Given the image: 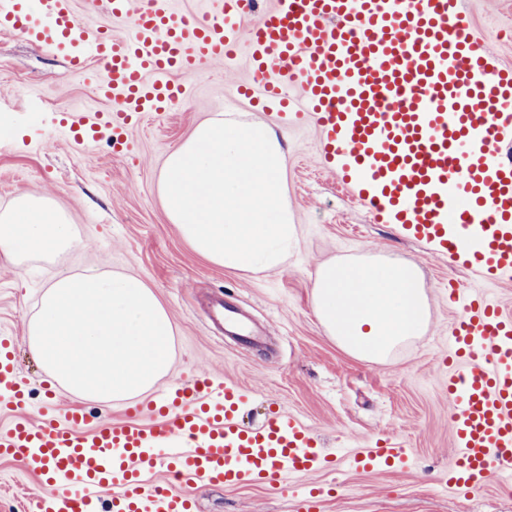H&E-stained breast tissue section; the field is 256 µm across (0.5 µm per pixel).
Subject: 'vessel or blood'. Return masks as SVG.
I'll use <instances>...</instances> for the list:
<instances>
[{
  "label": "vessel or blood",
  "instance_id": "vessel-or-blood-1",
  "mask_svg": "<svg viewBox=\"0 0 512 512\" xmlns=\"http://www.w3.org/2000/svg\"><path fill=\"white\" fill-rule=\"evenodd\" d=\"M103 6L130 23L129 35L83 24L74 0H0V28L71 49L73 69L112 103L114 147L133 119L169 113L185 97L176 72L244 59L256 82L239 92L283 125L312 122L328 170L374 219L452 265L512 282V67L474 33L462 0H206L199 20L176 0ZM92 61L102 72L90 73ZM449 301L450 481L472 490L494 468L512 478V315L485 294L454 289ZM212 319L253 343L232 304ZM10 347L0 336V409L15 413L0 429V458L39 476L32 512H194L193 485L285 489L329 456L283 409L243 426L244 388L209 375L170 383L124 422L53 414L51 389L47 413L32 419L19 412L27 385ZM410 458L387 438L347 465L371 471Z\"/></svg>",
  "mask_w": 512,
  "mask_h": 512
}]
</instances>
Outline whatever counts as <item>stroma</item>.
Wrapping results in <instances>:
<instances>
[{
    "label": "stroma",
    "instance_id": "1",
    "mask_svg": "<svg viewBox=\"0 0 512 512\" xmlns=\"http://www.w3.org/2000/svg\"><path fill=\"white\" fill-rule=\"evenodd\" d=\"M470 21L502 64L512 65V0H468ZM189 94L172 113L145 116L125 131L127 147L112 152V129L91 145L73 144L75 111H108L73 72L68 54L0 31V208L18 191L49 196L67 211L80 238L77 252L56 265L39 258L24 270L0 262V335L11 337L27 378L29 407L44 399L47 374L26 344L27 324L58 266L128 271L157 294L175 328L171 368L161 385L207 372L250 392L245 423L283 407L312 427L330 451L351 453L390 436L411 448L414 466L363 473L343 464L294 480L290 489L198 487L197 512H299L298 495L319 484L321 512H512V488L490 476L482 490L459 492L444 479L452 461L448 395L443 388L448 328L454 311L448 289L476 286L475 274L449 265L392 224L374 222L321 163L311 124L282 127L238 98L237 82H252L248 66L228 72L205 66L176 73ZM238 113L263 119L286 151L285 179L302 241L285 269L245 276L196 255L170 223L159 180L167 155L198 123ZM374 251L416 262L431 304L424 336L383 365L347 355L324 335L309 294L318 266L336 257ZM236 302L268 332L261 346L240 347L217 332L209 310L216 296ZM36 475L21 461L0 458V512H28Z\"/></svg>",
    "mask_w": 512,
    "mask_h": 512
}]
</instances>
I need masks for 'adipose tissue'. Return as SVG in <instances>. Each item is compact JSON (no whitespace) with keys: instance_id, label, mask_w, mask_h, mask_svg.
<instances>
[{"instance_id":"1","label":"adipose tissue","mask_w":512,"mask_h":512,"mask_svg":"<svg viewBox=\"0 0 512 512\" xmlns=\"http://www.w3.org/2000/svg\"><path fill=\"white\" fill-rule=\"evenodd\" d=\"M286 155L263 123L233 113L197 124L164 162L168 219L208 263L244 275L285 269L302 236L288 207ZM80 239L53 201L18 192L0 209V259L65 255ZM311 305L324 334L349 356L384 363L429 326L423 275L379 256L322 263ZM172 320L153 289L129 272H59L27 327V345L75 397L111 405L148 392L170 369Z\"/></svg>"}]
</instances>
